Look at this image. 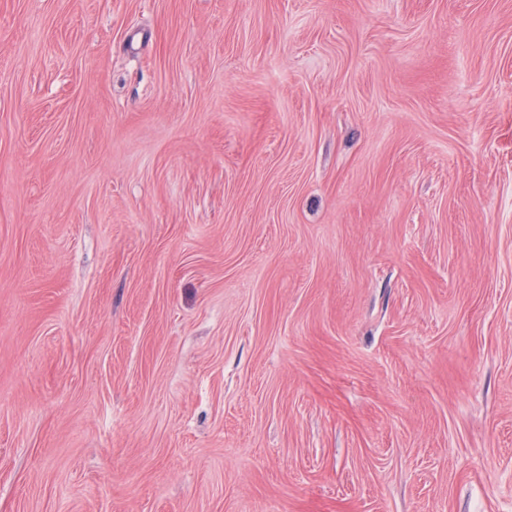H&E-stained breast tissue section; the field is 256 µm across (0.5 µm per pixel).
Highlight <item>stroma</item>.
<instances>
[{
  "label": "stroma",
  "mask_w": 512,
  "mask_h": 512,
  "mask_svg": "<svg viewBox=\"0 0 512 512\" xmlns=\"http://www.w3.org/2000/svg\"><path fill=\"white\" fill-rule=\"evenodd\" d=\"M0 512H512V0H0Z\"/></svg>",
  "instance_id": "stroma-1"
}]
</instances>
